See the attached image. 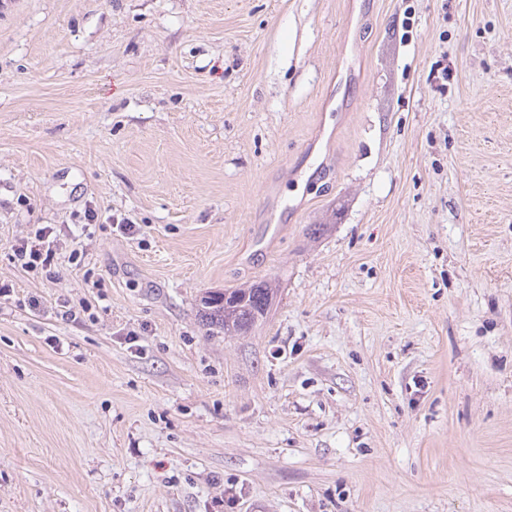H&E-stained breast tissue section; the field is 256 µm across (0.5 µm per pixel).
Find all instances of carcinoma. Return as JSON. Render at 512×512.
Returning <instances> with one entry per match:
<instances>
[{"label":"carcinoma","instance_id":"carcinoma-1","mask_svg":"<svg viewBox=\"0 0 512 512\" xmlns=\"http://www.w3.org/2000/svg\"><path fill=\"white\" fill-rule=\"evenodd\" d=\"M272 279L224 291H210L201 299V316L205 325L227 336L244 335L266 318L278 296Z\"/></svg>","mask_w":512,"mask_h":512}]
</instances>
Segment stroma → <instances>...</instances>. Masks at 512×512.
Masks as SVG:
<instances>
[{"label":"stroma","instance_id":"35a3bbf8","mask_svg":"<svg viewBox=\"0 0 512 512\" xmlns=\"http://www.w3.org/2000/svg\"><path fill=\"white\" fill-rule=\"evenodd\" d=\"M0 282V512H512V0H0ZM45 228L37 231L32 238L22 239L11 247V259L31 271L55 274L57 266L56 249L48 241L50 231ZM278 292L276 282L266 278L242 288L210 291L201 299V316L209 329L244 335L266 318Z\"/></svg>","mask_w":512,"mask_h":512}]
</instances>
